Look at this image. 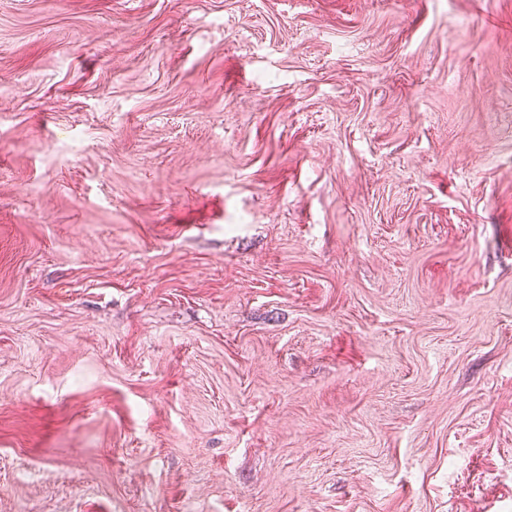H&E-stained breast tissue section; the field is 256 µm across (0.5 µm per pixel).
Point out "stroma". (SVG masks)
Returning <instances> with one entry per match:
<instances>
[{"instance_id": "35a3bbf8", "label": "stroma", "mask_w": 512, "mask_h": 512, "mask_svg": "<svg viewBox=\"0 0 512 512\" xmlns=\"http://www.w3.org/2000/svg\"><path fill=\"white\" fill-rule=\"evenodd\" d=\"M0 512H512V0H0Z\"/></svg>"}]
</instances>
